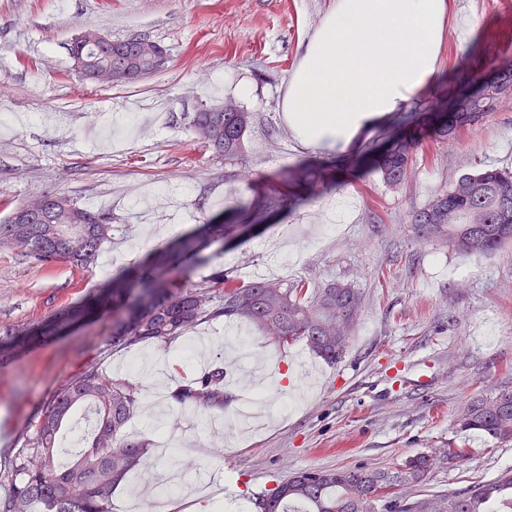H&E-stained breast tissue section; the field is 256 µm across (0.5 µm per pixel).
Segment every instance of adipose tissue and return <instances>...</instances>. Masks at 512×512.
I'll return each instance as SVG.
<instances>
[{
  "label": "adipose tissue",
  "instance_id": "1",
  "mask_svg": "<svg viewBox=\"0 0 512 512\" xmlns=\"http://www.w3.org/2000/svg\"><path fill=\"white\" fill-rule=\"evenodd\" d=\"M448 0H336L308 41L283 103L301 143L344 151L434 85Z\"/></svg>",
  "mask_w": 512,
  "mask_h": 512
}]
</instances>
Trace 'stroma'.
Returning <instances> with one entry per match:
<instances>
[{"label": "stroma", "mask_w": 512, "mask_h": 512, "mask_svg": "<svg viewBox=\"0 0 512 512\" xmlns=\"http://www.w3.org/2000/svg\"><path fill=\"white\" fill-rule=\"evenodd\" d=\"M335 0H0V220L29 198L63 193L112 219L96 267L37 264L0 245V332L39 329L96 294L132 266L239 204L240 223L257 236L213 244V270L234 282L255 273L312 288L331 281L361 293L359 323L342 360L324 363L303 344L282 353L265 430H238L225 409V433L208 416L156 403L144 364L169 387L210 359L238 349L224 320L188 337L121 349L110 336L117 313L100 310L57 334L0 356V472L31 441L41 402L92 367L140 389L128 434L159 442L182 427L207 472L226 482L238 512L292 474L313 468L385 467L420 453L468 449L437 463L415 496L441 495L512 468L499 447L455 420L473 399L512 389V243L490 256H462L418 238L408 216L478 166L512 168V100L448 141L434 138L445 113L497 67L512 65V0H449L451 35L435 84L384 118L349 150L330 153L294 138L281 110L288 79ZM112 39L141 35L169 55L162 71L134 84L101 86L72 69L68 46L85 26ZM235 101L251 112L244 152L216 157L197 135L199 108ZM417 137L415 162L400 186L373 172L376 155ZM349 197L336 223L328 202ZM249 357L274 346L244 324ZM162 405L157 416L148 408ZM154 489L132 497L138 480L114 490L115 512H212L210 498L171 481L174 461L154 463Z\"/></svg>", "instance_id": "obj_1"}]
</instances>
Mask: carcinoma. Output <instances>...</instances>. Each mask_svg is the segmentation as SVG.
Listing matches in <instances>:
<instances>
[{
    "mask_svg": "<svg viewBox=\"0 0 512 512\" xmlns=\"http://www.w3.org/2000/svg\"><path fill=\"white\" fill-rule=\"evenodd\" d=\"M87 66L102 69L125 65L128 59L106 47L91 50L73 42ZM497 90L483 85L468 99L464 112H453L439 128L440 138H455L465 129L495 112L512 96V69L496 77ZM222 120V132L208 142L227 158L241 155L253 115L236 112H197L194 121ZM415 141L393 142L377 159L376 170L384 183L398 186L409 174ZM59 212L60 221L47 224L32 213L29 237L16 234L14 214L0 224V243L10 244L31 259L61 260L87 268L111 237L109 217L79 207ZM415 234L439 239L460 255L496 253L512 243V170L482 167L459 176L447 190L411 213ZM254 228L252 224H226L224 214L212 216L202 232L189 233L158 252L149 262L112 275V286L94 296L86 306L61 314L59 322L83 318L94 306L110 305L122 313L112 325V344L132 347L140 343L168 342L194 330L205 320L249 322L263 331L272 344L303 342L317 357L334 364L345 353L355 330L361 296L348 284L328 283L309 290L301 283L265 282L233 284L224 271H214L206 288L190 284L196 266L209 263L207 244L234 240ZM219 301H213L212 290ZM8 333L0 338V353L12 355L26 340ZM181 408L224 409L232 397L224 390V361L208 372L184 382L171 393ZM140 407L137 389L90 367L62 385L41 405L36 434L10 466L11 480L0 494V512H113L112 492L130 474L148 471L151 442L127 437L123 430ZM80 413L90 428L70 458L63 440ZM462 432L480 431L503 447L512 445V390L481 398L457 419ZM433 459L421 453L385 468H315L297 472L263 499L266 512H512V469L491 481H475L444 496L409 499L407 487L424 484Z\"/></svg>",
    "mask_w": 512,
    "mask_h": 512,
    "instance_id": "cac0c4a2",
    "label": "carcinoma"
}]
</instances>
